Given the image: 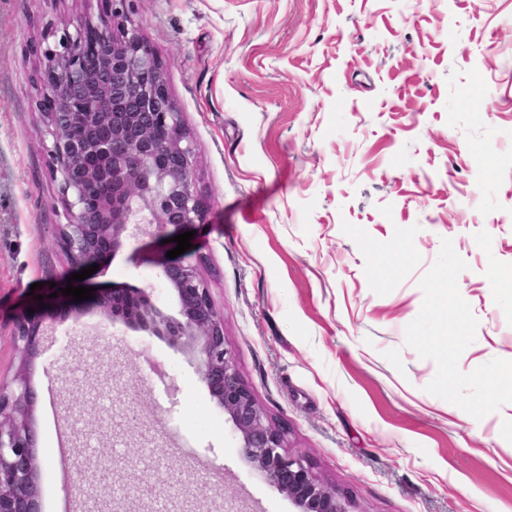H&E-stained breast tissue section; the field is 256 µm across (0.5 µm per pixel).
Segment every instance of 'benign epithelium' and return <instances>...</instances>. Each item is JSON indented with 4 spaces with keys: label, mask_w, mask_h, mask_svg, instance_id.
<instances>
[{
    "label": "benign epithelium",
    "mask_w": 512,
    "mask_h": 512,
    "mask_svg": "<svg viewBox=\"0 0 512 512\" xmlns=\"http://www.w3.org/2000/svg\"><path fill=\"white\" fill-rule=\"evenodd\" d=\"M109 2L103 27L78 20L35 49L39 107L54 131L48 170L69 215V223L57 225L58 243L71 267L97 264L101 272L129 229L147 224L166 239L205 223L206 215L195 185L194 145L162 61L131 19L133 0ZM160 272L179 317L163 314L138 292H105L95 306L106 319L164 336L192 355L210 399L232 423L241 455L295 512H353L348 497L286 450L284 432L239 373L224 336V312L196 267L170 260ZM47 318L35 311L16 319L19 361L11 378L0 376V512H44L39 394L31 371L44 352Z\"/></svg>",
    "instance_id": "obj_1"
}]
</instances>
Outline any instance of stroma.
<instances>
[{"label":"stroma","mask_w":512,"mask_h":512,"mask_svg":"<svg viewBox=\"0 0 512 512\" xmlns=\"http://www.w3.org/2000/svg\"><path fill=\"white\" fill-rule=\"evenodd\" d=\"M103 6L0 0L5 375L15 318L72 302L51 293L69 217L28 50ZM133 19L198 154L209 214L187 256L290 451L356 512H512V0H134ZM169 249L128 240L83 284L177 315ZM82 306L31 374L44 512H294L189 354ZM61 441L88 495L62 487ZM136 478L150 495L114 498Z\"/></svg>","instance_id":"stroma-1"}]
</instances>
